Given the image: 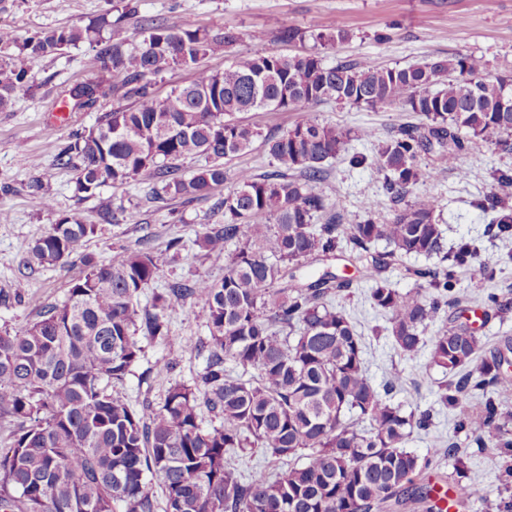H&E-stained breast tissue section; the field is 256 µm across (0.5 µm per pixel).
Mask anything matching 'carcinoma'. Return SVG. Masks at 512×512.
<instances>
[{"label": "carcinoma", "mask_w": 512, "mask_h": 512, "mask_svg": "<svg viewBox=\"0 0 512 512\" xmlns=\"http://www.w3.org/2000/svg\"><path fill=\"white\" fill-rule=\"evenodd\" d=\"M132 13L129 0H112L83 27L24 38L0 28V112L36 87L37 60L83 43L95 51L94 78L70 89L72 111L98 109L104 76H122L112 91L126 104L74 133L57 154L58 164L75 172L78 197L144 174L151 200L204 198L226 180L221 160L259 138L277 167L260 176L239 171L237 187L216 205L224 223L196 233L198 249L227 253L221 280L170 283L142 307V289L158 276L150 252L126 250L101 264L88 258L64 302L19 333L0 332V425L11 434L0 448V512H155L147 473L162 485L164 512H400L409 503L423 512H481L476 504L486 499L466 482L457 446L435 444L424 456L406 449L413 432L429 428L430 413L407 411L373 385L363 337L341 302L352 280L326 270L308 283H288L290 270L306 260L343 250L359 260L371 256L364 276L376 286L367 299L394 348L410 357L428 346L431 364L448 372L437 396L453 412V429L500 450L505 479L495 512H512V410L501 400L512 392V341L487 355L467 322L450 319L448 331L434 330L460 303L451 296L457 270L483 282L493 279V266L474 243L444 252L437 200L413 197L428 175L424 155L444 170L459 168L478 141L512 153V72L494 73L488 59L472 54L382 66L328 63L319 51H255L214 72L203 61L227 52L236 32L151 22L138 40L124 24ZM307 36L323 48L349 39L341 28L276 29L288 44ZM183 69L194 78L158 96L157 80ZM329 103L419 118L379 142L370 162L391 202L382 218L348 227L317 190L326 161L355 138L375 137L309 116ZM256 110L301 116L264 136L237 118ZM189 157L206 164L185 176L177 161ZM27 188L39 206L51 207L39 177ZM475 207L496 214L499 233H512V210L496 188ZM96 232L81 214H66L34 241L30 261L61 265ZM378 242L388 251L370 255ZM409 256L438 264L409 270L417 284L409 291L378 279ZM188 305L203 312L210 334L203 372L191 384H170L161 406L133 408L112 384L140 358L137 336L169 337L168 316ZM474 391L482 392L478 405L470 401ZM202 403L220 425L202 426ZM247 450L269 456L270 465L243 475L234 462ZM442 456L452 460L457 500L418 483Z\"/></svg>", "instance_id": "obj_1"}]
</instances>
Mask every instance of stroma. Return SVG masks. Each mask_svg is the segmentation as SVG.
<instances>
[{
  "instance_id": "1",
  "label": "stroma",
  "mask_w": 512,
  "mask_h": 512,
  "mask_svg": "<svg viewBox=\"0 0 512 512\" xmlns=\"http://www.w3.org/2000/svg\"><path fill=\"white\" fill-rule=\"evenodd\" d=\"M136 4V14L125 21L134 36L148 18L174 28H226L239 33L232 51L206 59V67L213 71L223 70L239 53L313 50L310 39L292 44L278 41L275 28L280 24L305 31L338 27L348 31L349 41L324 50L330 63L368 58L403 66L462 53L486 57L498 71H512V0H136ZM108 8L107 0H69L64 8L58 0H8L6 10L0 12V27L21 36L45 28L81 27ZM91 55L89 46L83 45L38 60L34 68L37 89L19 92L12 106L0 112V207L9 214L0 222V329L22 331L38 320L44 307L64 301L72 282L86 273L88 257L103 261L127 250L148 249L159 275L140 296L144 306L173 280L223 278L224 255L200 252L193 244L195 234L205 225L223 223L224 215L215 211L214 201L234 188L239 170L259 175L273 168L262 143L257 142L249 151L225 159L227 179L206 200L149 201L147 182L141 176L121 186L104 185L94 197L79 198L74 193L73 170L57 166L55 157L73 133L92 128L100 111L120 104L116 96L109 95L101 99L97 112H73L67 107L69 90L92 76ZM312 115L322 122L375 133L374 141L352 140L348 153L326 162L327 177L318 185L328 209L340 213L343 224L359 223L367 216V203L384 199L385 193L381 177L371 169L352 167L351 155L372 153L375 140L385 139L415 117L397 109L356 110L332 103L316 107ZM498 168L512 169V154L497 152L490 143L480 141L462 156L459 170L434 172L415 189L417 196L437 200L446 248L475 242L482 258L490 260L496 270L491 283L461 276L455 287L461 305L448 310L452 317L466 311L490 348L501 337L512 336V309L503 314L486 309L488 293L512 289V238L489 233L490 215L472 202L489 190L492 173ZM34 174L49 187L52 209L40 208L30 196L26 184ZM108 207L124 209L121 225L101 222L100 214ZM76 210L98 227L86 244L84 257L56 267L28 265L31 244L62 215ZM326 269L353 280L355 295L346 307L365 340L367 373L373 384L384 388L392 369H402L404 378L390 391V400L432 415L429 431L413 433L408 449L423 454L437 442L457 443L467 458L473 486L488 500H496L502 459L496 449L479 447L473 438L454 433L452 412L436 396L447 376L431 366L429 349L406 357L380 334L385 321L367 300L375 282L364 277L360 261L311 259L296 276L301 279L307 272ZM169 329L168 338L141 339V357L118 386L133 407L145 401L161 406L171 381H193L205 367L209 330L198 308L188 306L172 314ZM162 358L175 364L170 376L153 371L154 363Z\"/></svg>"
}]
</instances>
